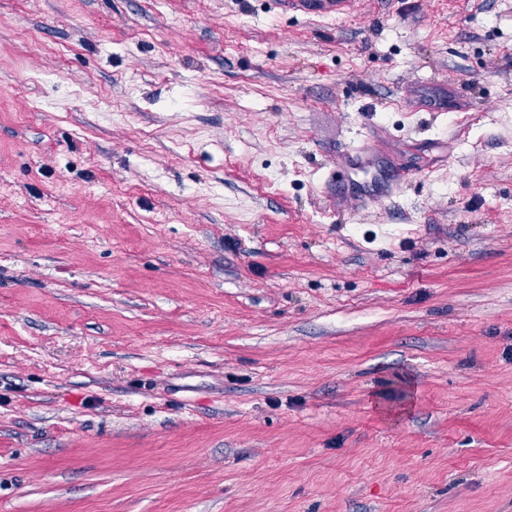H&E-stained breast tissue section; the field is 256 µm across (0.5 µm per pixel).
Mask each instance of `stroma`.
<instances>
[{"instance_id": "obj_1", "label": "stroma", "mask_w": 512, "mask_h": 512, "mask_svg": "<svg viewBox=\"0 0 512 512\" xmlns=\"http://www.w3.org/2000/svg\"><path fill=\"white\" fill-rule=\"evenodd\" d=\"M0 512H512V0H0ZM288 12L301 15L334 16L336 19L348 15L353 0H277ZM344 158L347 160V170L365 169L374 167V161L378 156L376 145L367 141L360 146L345 149L342 151Z\"/></svg>"}]
</instances>
